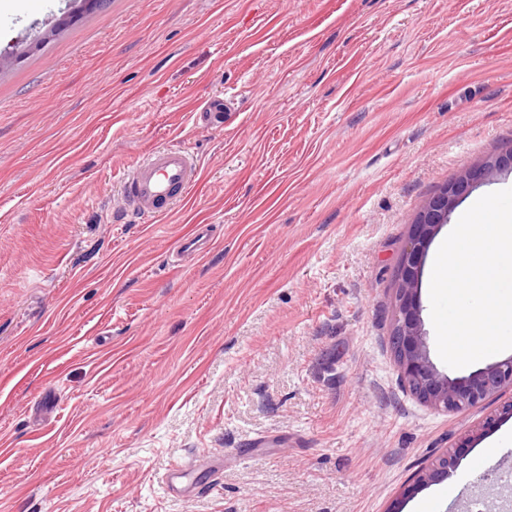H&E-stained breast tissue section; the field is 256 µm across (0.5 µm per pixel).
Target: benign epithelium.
<instances>
[{"label": "benign epithelium", "mask_w": 512, "mask_h": 512, "mask_svg": "<svg viewBox=\"0 0 512 512\" xmlns=\"http://www.w3.org/2000/svg\"><path fill=\"white\" fill-rule=\"evenodd\" d=\"M512 171V147L466 170L429 199L413 222L402 252L397 289L398 315L394 322V351L401 379L419 400L443 412H458L488 399L505 386L512 387V357L463 377L437 369L430 359L419 298L420 279L429 245L438 229L448 223L456 203L476 184L499 172ZM456 453H443L422 468L403 491H415L448 477L456 467Z\"/></svg>", "instance_id": "obj_1"}]
</instances>
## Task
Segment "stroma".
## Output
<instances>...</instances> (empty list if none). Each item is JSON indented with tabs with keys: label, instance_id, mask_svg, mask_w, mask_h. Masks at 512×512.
Returning a JSON list of instances; mask_svg holds the SVG:
<instances>
[{
	"label": "stroma",
	"instance_id": "obj_1",
	"mask_svg": "<svg viewBox=\"0 0 512 512\" xmlns=\"http://www.w3.org/2000/svg\"><path fill=\"white\" fill-rule=\"evenodd\" d=\"M66 8L0 0V51ZM230 94L223 126L197 119ZM159 145L201 172L145 224L116 181ZM510 145L512 0H110L1 70L0 512L497 498L512 418L486 420L512 387L439 411L390 336L417 212ZM191 459L199 493L166 496ZM457 462L458 457L456 453L448 454V451H446L438 456L430 466L422 468L412 483L404 489L402 495L408 496L431 482L448 478L449 473L456 467Z\"/></svg>",
	"mask_w": 512,
	"mask_h": 512
}]
</instances>
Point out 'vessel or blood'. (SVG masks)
<instances>
[{"instance_id": "vessel-or-blood-1", "label": "vessel or blood", "mask_w": 512, "mask_h": 512, "mask_svg": "<svg viewBox=\"0 0 512 512\" xmlns=\"http://www.w3.org/2000/svg\"><path fill=\"white\" fill-rule=\"evenodd\" d=\"M229 100L207 101L199 120L220 127L229 109ZM199 164L186 150L158 147L141 155L125 171L118 183V194L125 209L144 222H152L171 210L197 180ZM193 481L186 465H173L164 478L167 495L187 498L192 493Z\"/></svg>"}]
</instances>
